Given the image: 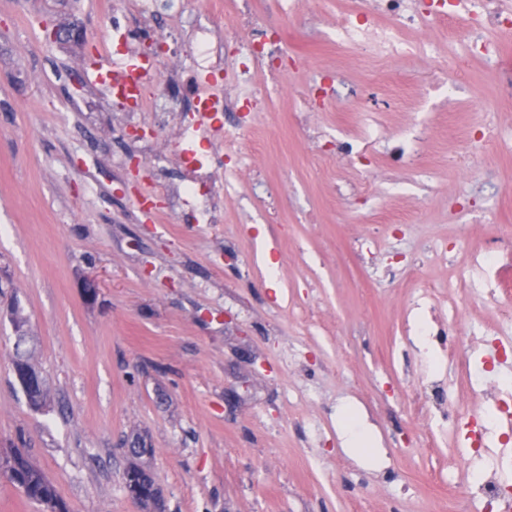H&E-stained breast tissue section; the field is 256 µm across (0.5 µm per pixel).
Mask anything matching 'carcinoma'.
<instances>
[{
	"label": "carcinoma",
	"instance_id": "carcinoma-1",
	"mask_svg": "<svg viewBox=\"0 0 512 512\" xmlns=\"http://www.w3.org/2000/svg\"><path fill=\"white\" fill-rule=\"evenodd\" d=\"M29 407L34 411H43L48 407V392L45 383L27 394ZM147 469L136 461L130 462L123 474V484L134 483L141 488L142 507L146 512H158L160 505L156 501L152 481L146 476ZM0 474L16 485L30 501L42 507L43 512H66L56 488L34 462L30 454L19 449L0 453Z\"/></svg>",
	"mask_w": 512,
	"mask_h": 512
}]
</instances>
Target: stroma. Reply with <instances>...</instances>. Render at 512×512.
Here are the masks:
<instances>
[{
  "label": "stroma",
  "instance_id": "1",
  "mask_svg": "<svg viewBox=\"0 0 512 512\" xmlns=\"http://www.w3.org/2000/svg\"><path fill=\"white\" fill-rule=\"evenodd\" d=\"M206 0H0V449H30L67 512H143L127 497L126 448L143 439L164 512H448L443 486L465 483L470 425L421 416L428 382L461 396L455 362L399 340L401 316L423 289L444 311L466 301L455 328L478 337L476 403L512 376L486 336L512 342L472 255L512 225V150L486 158L497 172L487 211H464L448 168V137L478 124L512 125V95L467 62L454 103L421 104L419 60L359 65L351 53L285 35L307 73H350L359 95L325 103L307 142L295 127L296 71L256 125V161L281 200L248 197L231 175L219 220L196 224L171 209L185 145L180 113L166 122L112 99L95 70L113 22L193 38L181 15ZM60 36L47 40L41 20ZM403 89L368 158L330 154L340 124L365 123L369 93ZM422 107L430 136L419 166L395 163ZM162 141L159 177L134 137ZM346 197H337L333 181ZM383 234V256L362 264L351 245ZM465 233L468 251L457 250ZM29 319L32 361L52 408L30 410L12 367L11 307ZM367 426L365 448L344 443L346 414ZM434 447H422L425 434Z\"/></svg>",
  "mask_w": 512,
  "mask_h": 512
}]
</instances>
